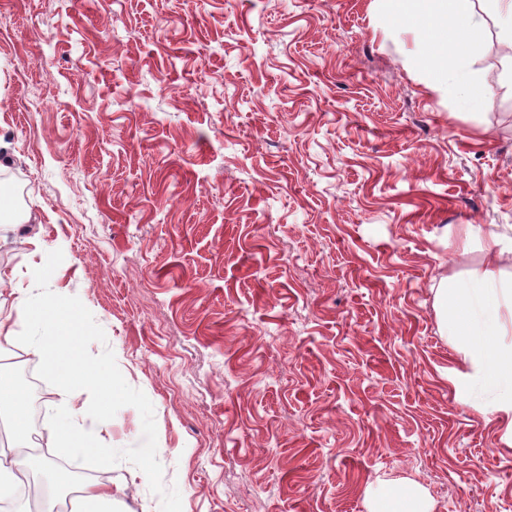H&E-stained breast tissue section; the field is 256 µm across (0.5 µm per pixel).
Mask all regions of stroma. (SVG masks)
I'll list each match as a JSON object with an SVG mask.
<instances>
[{"label":"stroma","mask_w":512,"mask_h":512,"mask_svg":"<svg viewBox=\"0 0 512 512\" xmlns=\"http://www.w3.org/2000/svg\"><path fill=\"white\" fill-rule=\"evenodd\" d=\"M504 41L472 38L471 108L379 0H0V215L34 218L0 222V300L70 305L116 387L83 421L109 451L72 458L12 347L48 454L114 512H370L385 483L512 512L502 385L431 289L482 259L449 226L512 225Z\"/></svg>","instance_id":"35a3bbf8"}]
</instances>
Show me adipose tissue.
<instances>
[{"mask_svg": "<svg viewBox=\"0 0 512 512\" xmlns=\"http://www.w3.org/2000/svg\"><path fill=\"white\" fill-rule=\"evenodd\" d=\"M381 3L386 13L419 22L427 42L422 63L436 66L435 87L462 105L476 106L482 91L470 78L467 67V50L479 25L473 0H381ZM446 48L456 53L450 67L439 62ZM483 237L482 266L469 270L462 278L441 277L433 287L439 331L476 367L512 380V343L501 339L502 333L512 331V320L498 324L495 334L487 337L472 317V307L477 303L512 313V273L501 268L506 251L504 236L491 224L484 228ZM15 294L8 312L0 313V408L8 412L6 423L10 434L8 448H0V502L10 500L23 479L40 473L39 468L17 454L18 449L32 445L24 412L27 395L16 383L7 362V348L16 341L19 328L29 329V350L55 374L68 394L55 437L70 455L90 457L102 452V445L93 435L79 430L74 419L84 410L85 393L107 397L112 394V385L105 378L106 364L90 366L71 360V317L58 312L57 301L34 297L25 288L16 289ZM50 310L58 313L55 338L51 341L42 334L40 318L41 313Z\"/></svg>", "mask_w": 512, "mask_h": 512, "instance_id": "ef3b65f1", "label": "adipose tissue"}]
</instances>
